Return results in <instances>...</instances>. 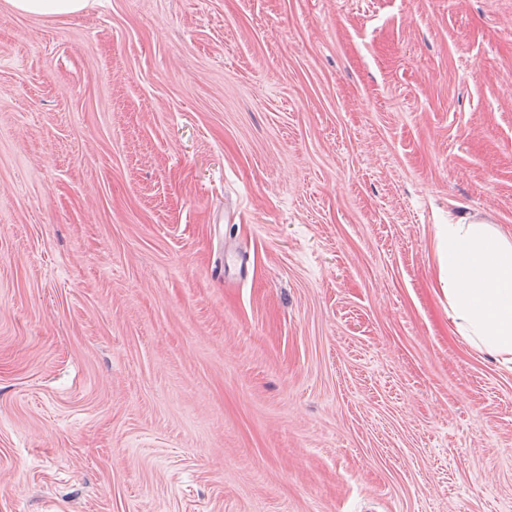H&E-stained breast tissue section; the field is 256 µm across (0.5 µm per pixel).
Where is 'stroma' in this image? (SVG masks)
Instances as JSON below:
<instances>
[{
	"instance_id": "obj_1",
	"label": "stroma",
	"mask_w": 512,
	"mask_h": 512,
	"mask_svg": "<svg viewBox=\"0 0 512 512\" xmlns=\"http://www.w3.org/2000/svg\"><path fill=\"white\" fill-rule=\"evenodd\" d=\"M462 213L512 233V0H0V512H512ZM9 2L20 12L32 15H71L86 6L85 0H9Z\"/></svg>"
}]
</instances>
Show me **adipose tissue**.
Segmentation results:
<instances>
[{"label": "adipose tissue", "mask_w": 512, "mask_h": 512, "mask_svg": "<svg viewBox=\"0 0 512 512\" xmlns=\"http://www.w3.org/2000/svg\"><path fill=\"white\" fill-rule=\"evenodd\" d=\"M435 237L453 331L512 368V235L463 216Z\"/></svg>", "instance_id": "ef3b65f1"}]
</instances>
